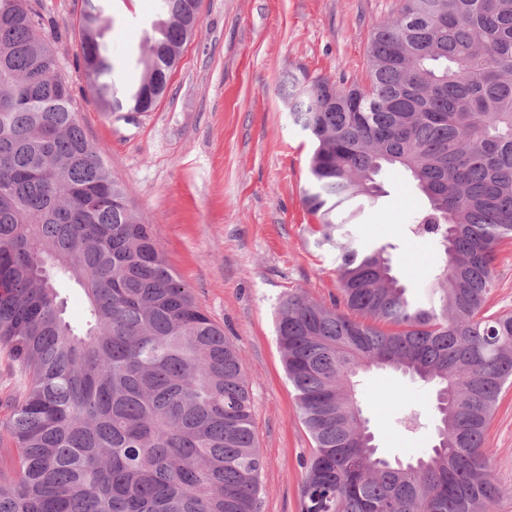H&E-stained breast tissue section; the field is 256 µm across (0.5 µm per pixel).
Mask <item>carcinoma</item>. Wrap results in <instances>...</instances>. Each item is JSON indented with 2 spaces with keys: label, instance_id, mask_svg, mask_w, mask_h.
<instances>
[{
  "label": "carcinoma",
  "instance_id": "1",
  "mask_svg": "<svg viewBox=\"0 0 512 512\" xmlns=\"http://www.w3.org/2000/svg\"><path fill=\"white\" fill-rule=\"evenodd\" d=\"M129 84L106 7L86 0L82 66L98 105L149 112L201 25L159 0ZM44 25L0 0V352L20 379L0 448V512H260L262 460L239 349L195 302L87 139ZM366 86L290 73L313 140L304 202L339 251L340 298L282 303L277 338L314 449L301 512H492L485 433L512 383V313H483L512 240V0H402L369 35ZM405 171L427 199L412 232L445 264L409 298L386 247L347 224ZM80 288L84 321L60 289ZM437 386L435 444L393 464L362 448L348 382L366 367Z\"/></svg>",
  "mask_w": 512,
  "mask_h": 512
}]
</instances>
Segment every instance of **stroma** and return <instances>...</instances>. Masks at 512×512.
I'll return each instance as SVG.
<instances>
[{"label": "stroma", "instance_id": "35a3bbf8", "mask_svg": "<svg viewBox=\"0 0 512 512\" xmlns=\"http://www.w3.org/2000/svg\"><path fill=\"white\" fill-rule=\"evenodd\" d=\"M42 37L60 61L87 139L103 151L159 251L196 302L241 353L263 459L261 512H301L300 462L312 439L276 340L277 309L300 294L328 303L339 294L336 251L318 245L319 223L304 201L314 145L288 114L284 76L305 72L339 83L369 80V34L397 16L400 0H203L199 33L183 48L154 110L103 111L80 63L84 0H29ZM157 0H112L106 40L113 57L140 56ZM383 192L355 236L386 246L410 297L426 300L443 262L414 236L425 199L402 171L383 172ZM489 312H512V242L497 248ZM358 397L378 452L408 462L435 441L431 386L392 370L360 372ZM485 446L512 512V386L501 394Z\"/></svg>", "mask_w": 512, "mask_h": 512}]
</instances>
